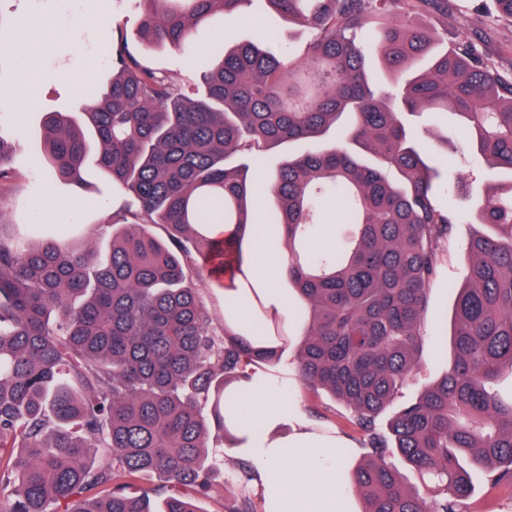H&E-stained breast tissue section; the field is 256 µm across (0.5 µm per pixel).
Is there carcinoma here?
<instances>
[{
  "mask_svg": "<svg viewBox=\"0 0 512 512\" xmlns=\"http://www.w3.org/2000/svg\"><path fill=\"white\" fill-rule=\"evenodd\" d=\"M246 2L143 0L140 40L185 52L201 93L147 66L118 26L112 82L79 112L44 115L47 172L81 184L94 167L128 199L112 198L105 257L70 247L76 224H0V512H152L146 473L163 512H197L210 430L253 431L233 386L260 371L286 387L297 324L301 380L345 405L371 448L349 469L358 512H463L475 471L512 487V388L499 387L512 378V76L416 20L448 0H268L312 31L303 57L258 18L251 39L221 26L208 55L193 51L214 13L239 19ZM422 113L430 124L410 120ZM450 115L486 174L477 186L446 163ZM11 152L0 138V194L17 179ZM263 194L273 206L257 220ZM322 224L345 229L321 247ZM459 224L476 230L464 281L447 283L452 363L379 431L420 371ZM254 237L288 253V315L260 302L219 336L195 282L233 286Z\"/></svg>",
  "mask_w": 512,
  "mask_h": 512,
  "instance_id": "cac0c4a2",
  "label": "carcinoma"
}]
</instances>
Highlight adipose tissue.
<instances>
[{"label":"adipose tissue","instance_id":"ef3b65f1","mask_svg":"<svg viewBox=\"0 0 512 512\" xmlns=\"http://www.w3.org/2000/svg\"><path fill=\"white\" fill-rule=\"evenodd\" d=\"M287 271L279 251L254 240L246 274L260 287L265 306H279ZM271 394L264 376L255 375L247 405L256 414V430L244 445L258 467L265 494L278 499L280 512H336L343 497L336 483V451L344 447V439L304 421L290 434H277L282 413Z\"/></svg>","mask_w":512,"mask_h":512}]
</instances>
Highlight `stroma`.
Here are the masks:
<instances>
[{"label": "stroma", "instance_id": "35a3bbf8", "mask_svg": "<svg viewBox=\"0 0 512 512\" xmlns=\"http://www.w3.org/2000/svg\"><path fill=\"white\" fill-rule=\"evenodd\" d=\"M69 13L70 23L59 27L57 19ZM247 18L235 21V38H251L250 16L263 15L281 40L301 49L310 34L288 24L273 12L266 0H251ZM141 11L131 0H0V25L8 42L0 51V136L14 142L13 165L22 177L16 186L0 195V211L8 223L23 228L32 219L42 224H66L79 219L85 239L107 245L112 229L106 221L111 213L106 202L112 187L100 182L85 189L61 183L48 176L42 166L44 151L42 118L48 112L73 110L80 101L78 85L92 77L95 86L112 80L109 43L113 22H120L129 44L154 68L169 75L180 86L196 82L181 52L168 48H147L137 38ZM93 21L94 33L82 37L86 21ZM448 32L476 45L484 60L499 72L512 74V21L497 17L492 0H448ZM453 294L436 287L427 311L428 330L440 337L441 348L427 347L415 380L403 391L404 400L414 399L421 387L450 365L452 347ZM286 420L281 431H291L297 419L312 426L335 431L349 444L352 460L366 454L360 434L347 420V411L329 396L314 392L296 373H289L288 386L276 399ZM209 454L214 463L213 488L196 496L198 512H234L242 497H250L262 508L259 481L242 484L239 464L248 459L246 449L229 441L211 440Z\"/></svg>", "mask_w": 512, "mask_h": 512}]
</instances>
